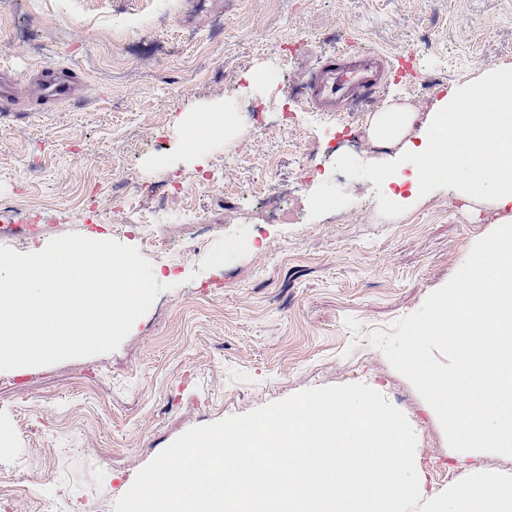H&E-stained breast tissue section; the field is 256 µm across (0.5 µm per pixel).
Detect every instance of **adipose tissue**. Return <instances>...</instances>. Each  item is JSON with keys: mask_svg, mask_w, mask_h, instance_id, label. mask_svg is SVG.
Wrapping results in <instances>:
<instances>
[{"mask_svg": "<svg viewBox=\"0 0 512 512\" xmlns=\"http://www.w3.org/2000/svg\"><path fill=\"white\" fill-rule=\"evenodd\" d=\"M483 100L486 111L470 112L466 105ZM243 127L222 108L192 115L184 128L183 146L192 160L201 158L209 138H235ZM373 146L386 149L381 163L402 180L389 149L411 158L414 184L410 196L398 198L403 207L414 206L425 193L445 183V176L428 172V163L462 159L465 178L456 186L459 197L471 203H488L499 223H512V69L488 67L477 80L454 88L442 97L426 119L415 107L387 100L368 126ZM496 150L499 165L485 170L478 148ZM512 250V233L503 232L487 248L471 255L466 285L439 298L418 330L447 343L457 358V372L432 371L416 348L405 360L443 406L456 441L466 448L494 447L512 455V268L496 263L498 254ZM462 397L449 402L447 385Z\"/></svg>", "mask_w": 512, "mask_h": 512, "instance_id": "adipose-tissue-1", "label": "adipose tissue"}]
</instances>
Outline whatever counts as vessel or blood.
Returning a JSON list of instances; mask_svg holds the SVG:
<instances>
[{
  "mask_svg": "<svg viewBox=\"0 0 512 512\" xmlns=\"http://www.w3.org/2000/svg\"><path fill=\"white\" fill-rule=\"evenodd\" d=\"M406 58H391L360 46L321 57L302 84L305 104L324 112H344L360 97L371 93L391 74L408 76ZM81 81L73 71L44 67L31 89L33 97L46 103L78 98Z\"/></svg>",
  "mask_w": 512,
  "mask_h": 512,
  "instance_id": "vessel-or-blood-1",
  "label": "vessel or blood"
}]
</instances>
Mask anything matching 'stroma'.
<instances>
[{
    "label": "stroma",
    "mask_w": 512,
    "mask_h": 512,
    "mask_svg": "<svg viewBox=\"0 0 512 512\" xmlns=\"http://www.w3.org/2000/svg\"><path fill=\"white\" fill-rule=\"evenodd\" d=\"M387 56L421 48L420 80L374 97L420 111L479 70L512 65V0H0V65L26 82L51 64L72 68L84 97L0 113V199L35 207L40 244L109 223L100 203L123 177L145 185L236 155L240 195L170 203L154 239L187 260L112 352L0 370V500L17 512L114 508L138 472L188 430L318 387L364 384L401 411L423 450L430 487L458 477L434 409L385 354L376 331L418 311L495 229L489 207L468 210L440 190L402 210L396 183L371 154L299 180L338 128L314 140L262 134L247 114L294 109V85L317 55L347 43ZM259 83L238 96L249 74ZM230 105L245 136L211 140L184 159L181 121ZM287 199L280 218L252 190ZM359 208L328 229L321 202ZM201 224L213 225L206 236Z\"/></svg>",
    "instance_id": "obj_1"
}]
</instances>
